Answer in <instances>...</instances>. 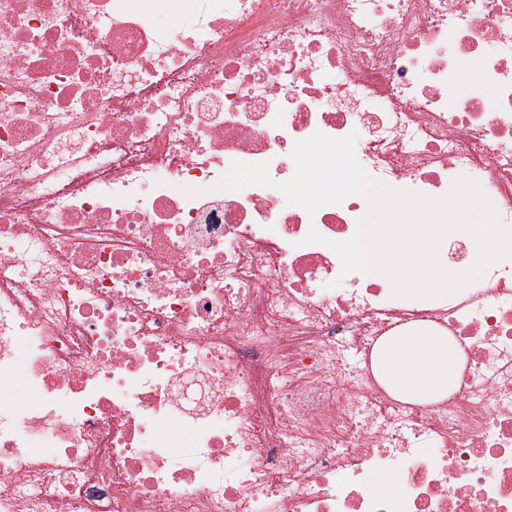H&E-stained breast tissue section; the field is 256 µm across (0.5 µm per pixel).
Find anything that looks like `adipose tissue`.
<instances>
[{"label":"adipose tissue","instance_id":"ef3b65f1","mask_svg":"<svg viewBox=\"0 0 512 512\" xmlns=\"http://www.w3.org/2000/svg\"><path fill=\"white\" fill-rule=\"evenodd\" d=\"M374 363L389 393L412 404H434L457 388L464 356L447 331L435 325L413 326L383 337Z\"/></svg>","mask_w":512,"mask_h":512}]
</instances>
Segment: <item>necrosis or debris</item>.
Here are the masks:
<instances>
[{
    "label": "necrosis or debris",
    "instance_id": "necrosis-or-debris-1",
    "mask_svg": "<svg viewBox=\"0 0 512 512\" xmlns=\"http://www.w3.org/2000/svg\"><path fill=\"white\" fill-rule=\"evenodd\" d=\"M169 2L0 0V512H512V258L396 298L327 246L363 197L276 188L354 129L372 178L512 224V0ZM418 322L466 355L433 405L372 371Z\"/></svg>",
    "mask_w": 512,
    "mask_h": 512
}]
</instances>
